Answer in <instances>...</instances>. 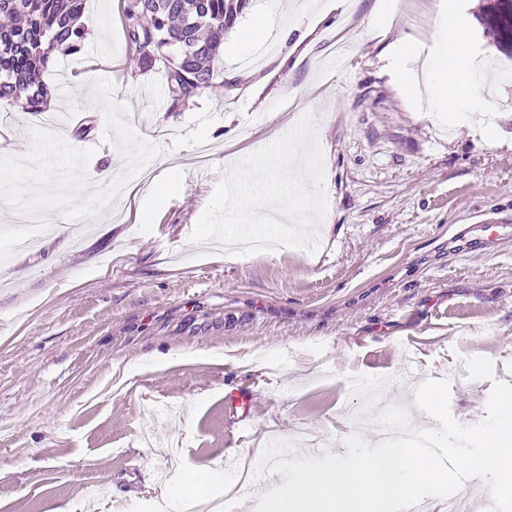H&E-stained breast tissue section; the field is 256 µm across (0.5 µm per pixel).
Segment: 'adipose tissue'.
Returning a JSON list of instances; mask_svg holds the SVG:
<instances>
[{
    "instance_id": "ef3b65f1",
    "label": "adipose tissue",
    "mask_w": 512,
    "mask_h": 512,
    "mask_svg": "<svg viewBox=\"0 0 512 512\" xmlns=\"http://www.w3.org/2000/svg\"><path fill=\"white\" fill-rule=\"evenodd\" d=\"M437 31L441 43V63L430 79L435 110L453 112L465 102L471 110L490 111L491 105L483 95L482 82L462 52L467 38L466 22L444 16L438 23ZM220 479L218 472L207 467L186 469L184 482L168 490L163 500L169 505L189 500L203 502L210 486Z\"/></svg>"
}]
</instances>
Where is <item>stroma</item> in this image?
<instances>
[{
  "label": "stroma",
  "instance_id": "stroma-1",
  "mask_svg": "<svg viewBox=\"0 0 512 512\" xmlns=\"http://www.w3.org/2000/svg\"><path fill=\"white\" fill-rule=\"evenodd\" d=\"M326 2L251 0L213 84L171 112L127 44L125 0H89L80 51L44 76L46 113L0 100V189L40 186L27 202L59 228L13 250L25 229L0 205V512H153L184 468L233 475L302 428L330 453L382 406L436 429L424 380H448L452 416L474 424L512 384V235L454 241L479 213L512 217V58L479 22L487 0ZM257 14L251 66L237 30ZM446 14L470 24L494 111L431 107ZM308 115L328 199L317 252L228 260L192 242L233 162ZM236 389L250 414L226 410Z\"/></svg>",
  "mask_w": 512,
  "mask_h": 512
}]
</instances>
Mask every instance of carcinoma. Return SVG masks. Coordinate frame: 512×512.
<instances>
[{
  "label": "carcinoma",
  "mask_w": 512,
  "mask_h": 512,
  "mask_svg": "<svg viewBox=\"0 0 512 512\" xmlns=\"http://www.w3.org/2000/svg\"><path fill=\"white\" fill-rule=\"evenodd\" d=\"M250 0H127L126 39L137 47L143 69L164 72L170 112L209 88L213 61ZM87 0H0V99L26 112H39L51 95L44 74L58 52L72 53L85 37L81 18ZM505 0L484 11L486 29L512 50V20Z\"/></svg>",
  "instance_id": "cac0c4a2"
}]
</instances>
